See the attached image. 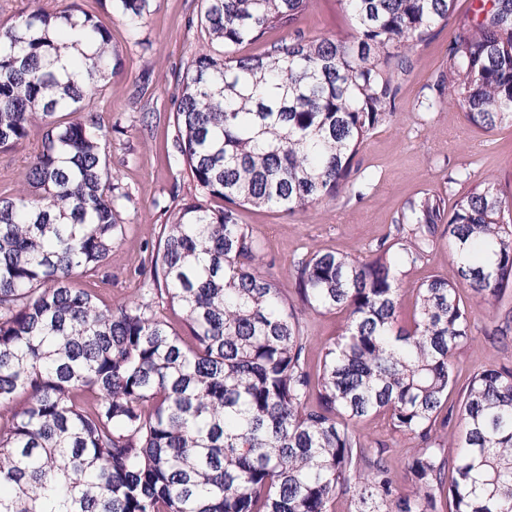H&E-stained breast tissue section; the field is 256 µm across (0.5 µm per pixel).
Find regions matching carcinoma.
<instances>
[{
    "instance_id": "carcinoma-1",
    "label": "carcinoma",
    "mask_w": 512,
    "mask_h": 512,
    "mask_svg": "<svg viewBox=\"0 0 512 512\" xmlns=\"http://www.w3.org/2000/svg\"><path fill=\"white\" fill-rule=\"evenodd\" d=\"M139 27L150 0H114ZM220 54L197 52L171 100L176 147L215 205L163 225L151 288L180 323L135 300L112 307L74 281L106 264L129 198L111 175L91 103L112 76V32L76 8L37 4L0 22V150L36 123L24 187L0 198V512H512V368L448 403L469 301L512 288V193L486 183L453 207L409 202L364 260L314 252L294 289L346 327L314 366L299 315L261 271L239 209L294 213L354 185V159L388 116L409 54L453 0H340L351 38L236 50L294 27L308 0H202ZM438 94L475 128L512 126V0H482L448 42ZM446 225L455 266L413 289L401 267ZM388 416L412 445L411 497L386 448L356 425ZM455 448L450 454L446 447Z\"/></svg>"
}]
</instances>
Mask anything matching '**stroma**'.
<instances>
[{
  "instance_id": "1",
  "label": "stroma",
  "mask_w": 512,
  "mask_h": 512,
  "mask_svg": "<svg viewBox=\"0 0 512 512\" xmlns=\"http://www.w3.org/2000/svg\"><path fill=\"white\" fill-rule=\"evenodd\" d=\"M77 5L112 32V77L95 99V112L109 129L110 167L129 194L121 209L123 233L112 245L107 267L81 277L77 287L93 290L114 306L140 299L141 272L150 268L160 227L169 211L201 199L202 193L177 154L170 101L178 77L208 43L200 25L201 0H150L141 28L131 29L109 0H54L55 7ZM477 0H453L445 26L415 48L411 69L399 81L391 116L373 130L355 158V188L325 198L305 212L264 207L241 210L263 258L262 270L285 290L294 286L298 260L316 250L365 259L401 215L404 203L427 192L456 201L486 182L512 189V127L485 133L471 126L462 109L439 98L432 85L445 66L448 40L468 22ZM298 27L308 37H348L353 28L340 0H309ZM34 127L17 147L0 151V196L13 195L41 142ZM512 309V288L494 308L475 306L469 338L453 358L461 400L471 377L488 368L512 367V337L491 341L499 316ZM310 359L342 334L343 314H304ZM357 431L367 445L385 444L402 495L412 492L405 463L407 439L393 432L385 417L361 421Z\"/></svg>"
}]
</instances>
